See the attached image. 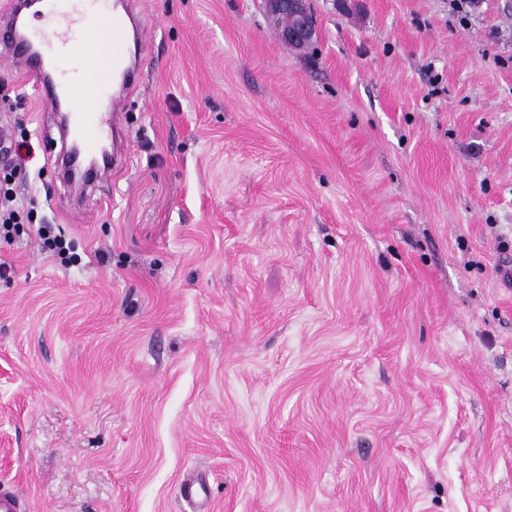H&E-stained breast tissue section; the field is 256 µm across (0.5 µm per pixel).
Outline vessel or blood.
<instances>
[{
    "label": "vessel or blood",
    "mask_w": 512,
    "mask_h": 512,
    "mask_svg": "<svg viewBox=\"0 0 512 512\" xmlns=\"http://www.w3.org/2000/svg\"><path fill=\"white\" fill-rule=\"evenodd\" d=\"M34 10L55 22L53 33L32 28L29 14ZM85 19L93 21L106 39L88 43L85 68L77 75L76 84L91 85L98 95L109 91L113 79H120L122 86L121 92L112 94L108 110L75 113L65 129L79 155L93 156L106 139L112 138L117 118L126 108L128 93L137 86L142 74V62L139 56L130 53L128 45L143 42L145 31L130 0H114L108 9L103 7L102 0H16L10 19L0 25V53L24 63L33 89L47 111H61L67 82L58 78L49 62L54 47L64 43L62 24Z\"/></svg>",
    "instance_id": "b4317fda"
}]
</instances>
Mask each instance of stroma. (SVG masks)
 Masks as SVG:
<instances>
[{
  "instance_id": "35a3bbf8",
  "label": "stroma",
  "mask_w": 512,
  "mask_h": 512,
  "mask_svg": "<svg viewBox=\"0 0 512 512\" xmlns=\"http://www.w3.org/2000/svg\"><path fill=\"white\" fill-rule=\"evenodd\" d=\"M141 0L109 180L18 62L0 486L19 512H512V0ZM53 224L78 263L42 252ZM265 10L272 18L291 15L294 23L280 28L279 37L285 43L303 48L316 36V25L313 21L307 0H264Z\"/></svg>"
}]
</instances>
